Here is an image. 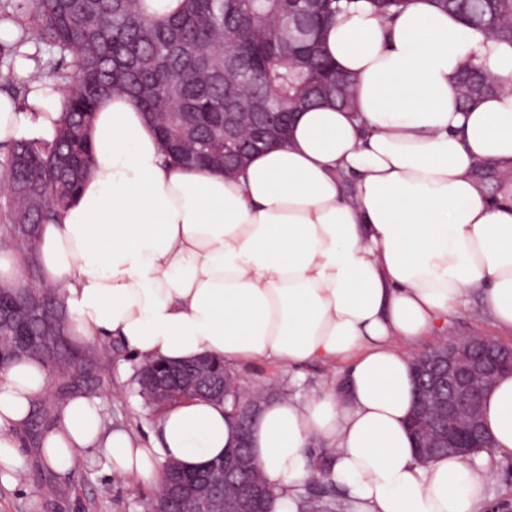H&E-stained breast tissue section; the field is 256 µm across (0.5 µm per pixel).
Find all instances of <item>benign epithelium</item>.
<instances>
[{
    "mask_svg": "<svg viewBox=\"0 0 512 512\" xmlns=\"http://www.w3.org/2000/svg\"><path fill=\"white\" fill-rule=\"evenodd\" d=\"M282 132L280 122L260 112L254 119L252 132L244 136L238 127L237 113H224V141L234 142L241 159L281 142ZM414 364L420 381V398L411 418L413 434L420 435L429 425V405L434 404L439 410L438 426L428 429L426 441H417V447L425 454L434 448H446L448 453L464 459L488 448L490 440L482 423V404L496 379L512 373V348L488 336H465L442 345L439 355L430 351L415 355ZM176 374L171 367H154L148 382L155 399H166ZM186 379L198 394H224L225 381L215 375L207 358L199 359ZM260 409L258 400L245 405L238 416L235 448L223 458L194 470L174 463L168 465L163 485L167 504L164 512H267L264 503L268 489L239 479L240 474L256 468L249 451L248 434ZM228 484L240 488L238 496L224 497V486Z\"/></svg>",
    "mask_w": 512,
    "mask_h": 512,
    "instance_id": "benign-epithelium-1",
    "label": "benign epithelium"
}]
</instances>
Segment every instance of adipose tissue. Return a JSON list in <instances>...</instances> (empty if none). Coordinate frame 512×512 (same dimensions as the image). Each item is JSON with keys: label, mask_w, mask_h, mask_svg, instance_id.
Wrapping results in <instances>:
<instances>
[{"label": "adipose tissue", "mask_w": 512, "mask_h": 512, "mask_svg": "<svg viewBox=\"0 0 512 512\" xmlns=\"http://www.w3.org/2000/svg\"><path fill=\"white\" fill-rule=\"evenodd\" d=\"M325 52L354 76L352 111L301 112L286 144L234 178L166 162L129 98L105 96L91 129L93 168L55 224L39 227L43 282L69 313L68 339L113 338L140 362L209 356L294 369L343 363L341 385L264 404L252 452L275 495L297 512L308 447L353 512H478L489 454H512V375L483 404L489 451L421 462L407 427L411 343L479 290L512 331V44H493L434 0L388 20L367 0L339 16ZM501 79L463 105L461 72ZM63 94L37 83L26 102L0 93V145L55 137ZM506 175L489 192L475 172ZM36 360L0 372V470L15 480L19 432L48 393ZM140 439L106 431L97 399L72 394L40 438L56 473L99 453L109 472L158 485L161 466L194 469L234 447L222 403L165 411Z\"/></svg>", "instance_id": "ef3b65f1"}]
</instances>
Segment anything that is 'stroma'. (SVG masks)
<instances>
[{"label":"stroma","instance_id":"obj_1","mask_svg":"<svg viewBox=\"0 0 512 512\" xmlns=\"http://www.w3.org/2000/svg\"><path fill=\"white\" fill-rule=\"evenodd\" d=\"M483 335L512 346V337L500 335L479 295L467 302L442 322L435 335L423 338L413 346L414 352L461 336ZM137 362L126 349L112 354V368L103 376L93 396L102 407L107 425L127 428L145 435L157 420L137 391L133 382ZM233 372L240 391L249 396L258 391L291 398H305L321 387L340 380L342 369L331 370L320 363L294 371L267 361H253ZM17 484L0 483V512H144L151 492L144 486L110 474L103 458L82 463L64 476L51 473L41 462L38 449L23 443ZM491 478L486 486L481 512L493 505L512 506V454L491 457Z\"/></svg>","mask_w":512,"mask_h":512}]
</instances>
